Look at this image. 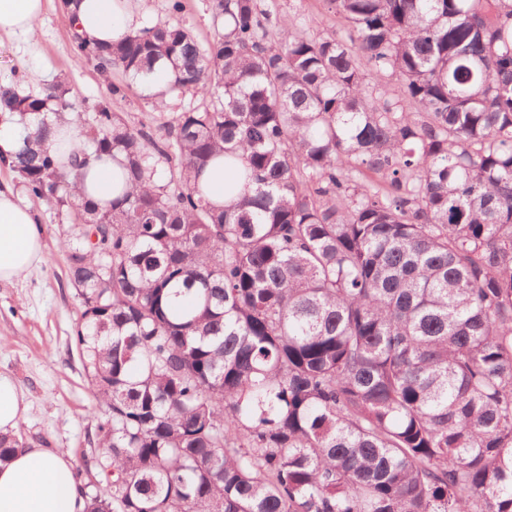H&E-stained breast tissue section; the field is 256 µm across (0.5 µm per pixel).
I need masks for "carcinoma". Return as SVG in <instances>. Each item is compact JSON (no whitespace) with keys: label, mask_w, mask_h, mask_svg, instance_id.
I'll return each mask as SVG.
<instances>
[{"label":"carcinoma","mask_w":512,"mask_h":512,"mask_svg":"<svg viewBox=\"0 0 512 512\" xmlns=\"http://www.w3.org/2000/svg\"><path fill=\"white\" fill-rule=\"evenodd\" d=\"M210 2L206 48L74 35L154 104L197 100L159 134L0 88L8 166L73 214L105 408L83 512H512V0H323L345 37ZM104 157L101 207L77 188ZM212 163L253 194L215 207ZM23 445L0 435V462ZM19 120L20 116L16 112L0 113V158L11 160L19 149Z\"/></svg>","instance_id":"1"}]
</instances>
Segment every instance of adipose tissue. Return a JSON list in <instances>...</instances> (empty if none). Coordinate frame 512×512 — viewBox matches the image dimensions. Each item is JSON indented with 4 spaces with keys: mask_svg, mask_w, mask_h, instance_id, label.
<instances>
[{
    "mask_svg": "<svg viewBox=\"0 0 512 512\" xmlns=\"http://www.w3.org/2000/svg\"><path fill=\"white\" fill-rule=\"evenodd\" d=\"M44 0H0V32L32 34ZM77 29L92 43L129 34V0H68ZM35 216L11 189L0 188V282L25 276L42 253ZM74 465L67 452L28 446L0 465V512H81Z\"/></svg>",
    "mask_w": 512,
    "mask_h": 512,
    "instance_id": "1",
    "label": "adipose tissue"
}]
</instances>
